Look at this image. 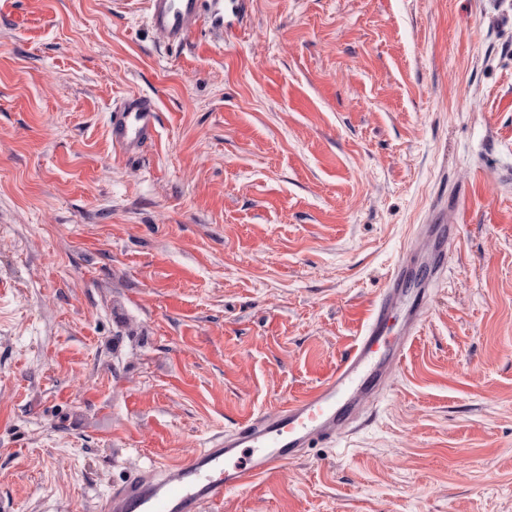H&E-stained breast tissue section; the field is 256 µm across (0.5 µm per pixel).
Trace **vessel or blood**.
<instances>
[{
    "label": "vessel or blood",
    "instance_id": "vessel-or-blood-1",
    "mask_svg": "<svg viewBox=\"0 0 512 512\" xmlns=\"http://www.w3.org/2000/svg\"><path fill=\"white\" fill-rule=\"evenodd\" d=\"M206 0H147L152 29L165 44L184 43ZM156 105L146 95L116 103L109 119L112 144L136 154L156 129ZM458 225H420L424 268L395 263L354 343L335 371L283 405L238 422L176 464H153L115 485L98 512H205L225 491L247 487L309 448L340 440L378 402L418 333L429 289L441 275Z\"/></svg>",
    "mask_w": 512,
    "mask_h": 512
}]
</instances>
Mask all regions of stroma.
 Returning a JSON list of instances; mask_svg holds the SVG:
<instances>
[{
	"instance_id": "obj_1",
	"label": "stroma",
	"mask_w": 512,
	"mask_h": 512,
	"mask_svg": "<svg viewBox=\"0 0 512 512\" xmlns=\"http://www.w3.org/2000/svg\"><path fill=\"white\" fill-rule=\"evenodd\" d=\"M145 14L0 0V512H97L328 376L440 204L381 401L215 509L512 512V0H245L179 47ZM156 105L146 95H133L112 106L109 134L112 145L125 155H134L154 135Z\"/></svg>"
}]
</instances>
